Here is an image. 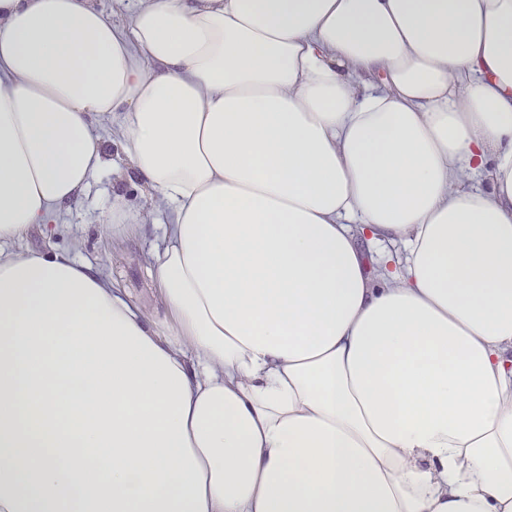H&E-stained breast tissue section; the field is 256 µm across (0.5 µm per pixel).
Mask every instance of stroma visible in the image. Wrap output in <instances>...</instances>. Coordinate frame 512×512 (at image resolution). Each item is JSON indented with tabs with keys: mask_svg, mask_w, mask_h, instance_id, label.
<instances>
[{
	"mask_svg": "<svg viewBox=\"0 0 512 512\" xmlns=\"http://www.w3.org/2000/svg\"><path fill=\"white\" fill-rule=\"evenodd\" d=\"M111 174L102 178L64 207L55 217L64 230L46 236L42 227H33L27 237L7 242L12 251L66 250L77 260L89 263L108 275L117 287L125 289L134 302L149 312H157L154 285L148 271V251L156 241L154 225L145 224L139 236L113 241L101 231V219L112 205Z\"/></svg>",
	"mask_w": 512,
	"mask_h": 512,
	"instance_id": "stroma-1",
	"label": "stroma"
}]
</instances>
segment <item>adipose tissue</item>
<instances>
[{"label":"adipose tissue","mask_w":512,"mask_h":512,"mask_svg":"<svg viewBox=\"0 0 512 512\" xmlns=\"http://www.w3.org/2000/svg\"><path fill=\"white\" fill-rule=\"evenodd\" d=\"M0 512H512V0H0ZM114 182L111 173L104 174L56 215L53 223L63 224L66 232L48 238L37 225L27 237L11 240L5 247L12 251L49 248L69 251L77 260L108 275L136 304L160 318L163 311L158 308L147 260L151 244L158 236L152 218L143 225L139 236L124 241L112 242V233L104 235L101 231V219L112 206Z\"/></svg>","instance_id":"1"}]
</instances>
